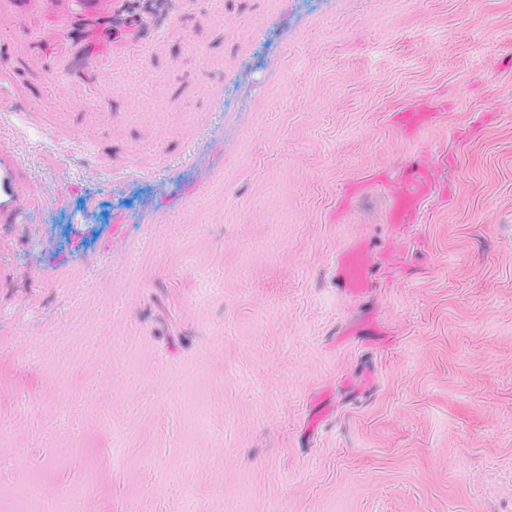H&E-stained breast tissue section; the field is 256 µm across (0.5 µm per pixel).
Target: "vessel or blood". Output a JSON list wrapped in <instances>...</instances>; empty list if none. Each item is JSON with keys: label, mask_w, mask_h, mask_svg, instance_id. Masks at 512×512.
<instances>
[{"label": "vessel or blood", "mask_w": 512, "mask_h": 512, "mask_svg": "<svg viewBox=\"0 0 512 512\" xmlns=\"http://www.w3.org/2000/svg\"><path fill=\"white\" fill-rule=\"evenodd\" d=\"M50 21L40 40H18L14 46L18 69L35 79L54 75L59 81H97L102 71L111 69L116 55V18L135 19L141 32H148L166 16L168 9L157 4L141 10L140 0H85L82 12H74L66 0H54L48 7ZM21 30L31 28L28 14L20 12L16 0H0V26ZM432 104L415 101L393 117L394 124L410 139L419 138L439 119ZM444 160L417 157L398 166L395 176L370 171L348 183L339 205L348 210L353 200L364 197L375 184L389 185L385 222L390 230L382 243L359 237L337 254L331 278L338 295L362 303L373 300L385 282L406 267L399 248L397 230L417 223L425 203L433 196H447L441 175Z\"/></svg>", "instance_id": "obj_1"}]
</instances>
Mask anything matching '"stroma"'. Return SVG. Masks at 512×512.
<instances>
[{
  "instance_id": "1",
  "label": "stroma",
  "mask_w": 512,
  "mask_h": 512,
  "mask_svg": "<svg viewBox=\"0 0 512 512\" xmlns=\"http://www.w3.org/2000/svg\"><path fill=\"white\" fill-rule=\"evenodd\" d=\"M0 29V497L34 512H512V0H173L39 96ZM441 117L405 139L393 112ZM82 126L98 152L28 115ZM448 155L380 337L330 270ZM369 373L367 395L347 380ZM334 406L314 437L311 404Z\"/></svg>"
}]
</instances>
